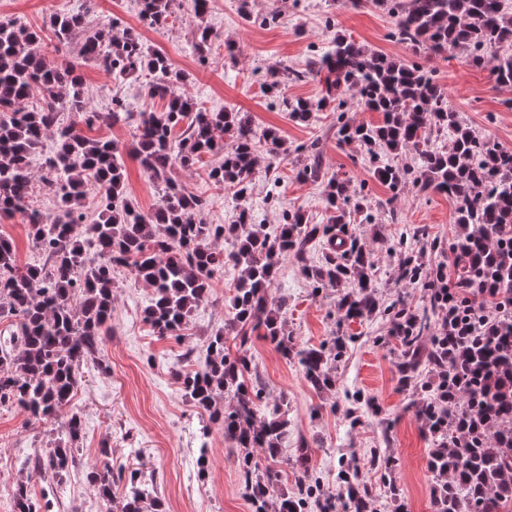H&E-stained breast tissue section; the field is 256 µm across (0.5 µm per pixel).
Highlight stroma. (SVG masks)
I'll return each mask as SVG.
<instances>
[{
	"label": "stroma",
	"instance_id": "35a3bbf8",
	"mask_svg": "<svg viewBox=\"0 0 512 512\" xmlns=\"http://www.w3.org/2000/svg\"><path fill=\"white\" fill-rule=\"evenodd\" d=\"M274 0H211L205 18H197L190 0H176L174 13L163 28L144 25L136 0H94L87 16L99 26L119 20L148 47L167 54L186 80L183 89L204 109L229 108L250 113L257 129H276L285 151L276 169L258 171L248 199L256 223L277 224L283 210L302 208L310 223L324 224V186L300 182L294 166L317 145L324 170L350 180L351 194L368 199L374 225H352L364 241L378 270L376 294L386 301L404 297L410 307L425 302L419 285L397 282L399 253L393 245L399 224L426 228L439 249L427 252L428 272L444 267L456 274L452 245L460 232L455 222V202L448 195L420 193L404 187L399 194L377 181L361 149L338 144L336 115L320 112L315 122L296 123L277 101L267 96L262 84L267 72L304 69L313 52L327 46L334 33L350 36L366 48L432 69L448 96V105L482 137L512 150V110L504 105L512 89L498 86L489 68L464 63L461 52L448 56L419 54L392 41L391 19L375 0L352 7L349 0H296L273 24H260L271 12ZM74 0H0V19H11L41 30L39 51L46 63L63 62L67 53L56 50L49 29L53 14L75 10ZM209 26L211 50L199 58L192 40L198 25ZM82 77L90 100L102 106L108 97L125 99L131 111L162 108L163 102L146 95L138 82H120L87 64ZM207 154L190 172H178L188 191L205 197L208 207L202 219L208 224L234 223L237 210L233 191L214 186L207 171L217 164ZM234 280L232 270L217 275L208 300L188 320L181 338L152 334L143 321V310L152 292L130 271L117 277L112 321L103 337L102 367L86 366L84 381L76 390L69 412L80 415L83 437L76 454L78 466L60 486L35 480L34 497L54 494L52 512H88L98 504L96 493L83 479L85 468L102 462L113 471L133 468L155 474L166 512H252L244 490L239 462L221 431L203 435L206 418L187 398L177 373L200 369L210 337L224 330V306ZM287 298L286 320L296 343L317 348L334 334L347 339L345 352L336 363V388L313 392L297 361L287 360L268 341L254 339L251 348L257 379L267 401L288 403V436L277 460H262V468L276 470L280 484L295 491L297 478L309 472L324 490L338 492L339 470L358 468L370 490L371 512H433L436 480L428 467L431 438L415 415L423 393L420 385L432 376L422 367L417 381L400 387L396 363L397 344H377L387 327L381 320L346 321L337 310L336 292L327 288L313 293L296 261L279 269L269 290L270 300ZM46 438L42 423L17 409L0 410V512H11V492L24 478L21 462L34 444ZM206 454V468H199V454ZM385 454L400 501H392L376 462Z\"/></svg>",
	"mask_w": 512,
	"mask_h": 512
}]
</instances>
